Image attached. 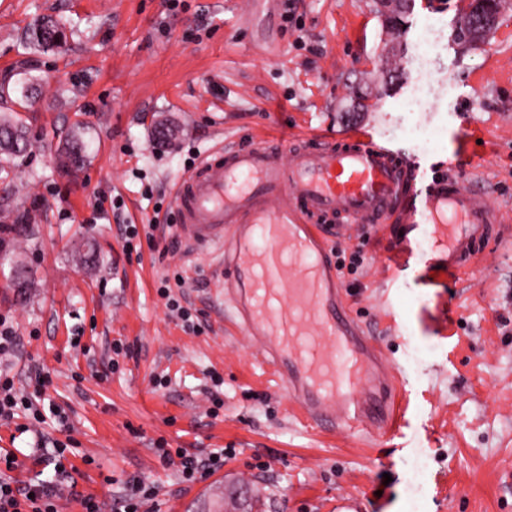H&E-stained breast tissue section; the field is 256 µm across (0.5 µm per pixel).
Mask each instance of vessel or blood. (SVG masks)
I'll return each mask as SVG.
<instances>
[{"instance_id": "obj_1", "label": "vessel or blood", "mask_w": 512, "mask_h": 512, "mask_svg": "<svg viewBox=\"0 0 512 512\" xmlns=\"http://www.w3.org/2000/svg\"><path fill=\"white\" fill-rule=\"evenodd\" d=\"M253 0L249 24L273 42ZM178 230L220 257L234 320L263 345L308 426L353 436L377 423L397 435L405 417L395 375L377 383L375 342L351 314L329 257V230L389 231V287L469 270L501 222L458 175H428L401 151L361 130L340 137H275L206 152L176 185Z\"/></svg>"}]
</instances>
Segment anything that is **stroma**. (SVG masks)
<instances>
[{"mask_svg": "<svg viewBox=\"0 0 512 512\" xmlns=\"http://www.w3.org/2000/svg\"><path fill=\"white\" fill-rule=\"evenodd\" d=\"M244 3L0 0V75L26 73L37 88L23 114L32 150L0 172V224H28L4 244L0 320L17 339L0 369L23 392L35 369L52 377L35 400L45 423L21 435L0 421L12 478L54 481L31 457L62 442L78 453L59 512H80L79 493L114 512L134 478L158 486L151 512H208L232 488L252 512H512V0L463 44L454 31L470 0H413L396 34L374 0H290L271 16L273 53L253 41ZM46 17L69 27L63 53L25 45ZM357 127L436 173L458 166L502 215L472 274L391 294L381 235L331 242L353 313L406 382L407 425L391 439L308 427L234 324L214 257L167 223L174 184L203 152ZM75 129L90 158L63 175L57 147ZM16 261L33 272L22 290L10 286ZM164 278L197 331L169 313ZM161 442L229 454L189 483L161 462Z\"/></svg>", "mask_w": 512, "mask_h": 512, "instance_id": "obj_1", "label": "stroma"}]
</instances>
